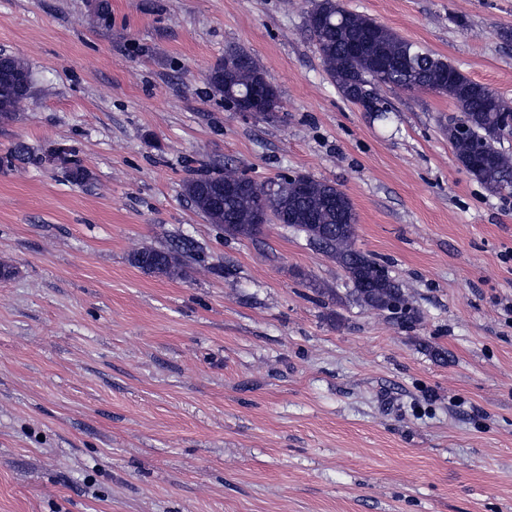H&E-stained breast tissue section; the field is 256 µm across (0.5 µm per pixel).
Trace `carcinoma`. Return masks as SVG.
Masks as SVG:
<instances>
[{
	"label": "carcinoma",
	"mask_w": 512,
	"mask_h": 512,
	"mask_svg": "<svg viewBox=\"0 0 512 512\" xmlns=\"http://www.w3.org/2000/svg\"><path fill=\"white\" fill-rule=\"evenodd\" d=\"M307 28L329 79L351 103L363 102L374 112L388 111L378 94L382 86L448 96L461 112L446 129L457 161L491 191L512 192V155L497 147L500 138L512 134V106L495 91L372 18L345 9L340 0H314L307 11ZM262 77L253 62L228 73L218 67L208 82L218 94L234 91L247 97ZM32 85L27 63L17 55L0 53L1 122L13 119L31 97ZM51 157L66 168L72 181L89 183L87 170L68 159L66 152L55 151ZM252 183L253 179L230 169L217 179L201 171L186 180L183 189L209 223L228 234L256 235L261 226L252 222L253 213L271 211L280 223L336 259L358 302L391 315L408 314L404 291L386 266L354 248L353 206L334 183L309 180L302 186L279 178L268 192L254 189ZM224 186H234L236 191L215 197L216 188ZM198 251L194 239L179 236L163 250L135 253L133 263L149 272L178 276L182 261Z\"/></svg>",
	"instance_id": "cac0c4a2"
}]
</instances>
